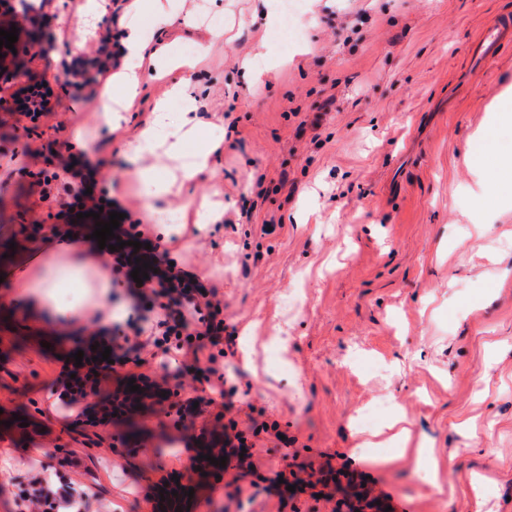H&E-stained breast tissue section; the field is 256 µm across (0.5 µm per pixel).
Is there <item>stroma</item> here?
Returning <instances> with one entry per match:
<instances>
[{
    "label": "stroma",
    "mask_w": 512,
    "mask_h": 512,
    "mask_svg": "<svg viewBox=\"0 0 512 512\" xmlns=\"http://www.w3.org/2000/svg\"><path fill=\"white\" fill-rule=\"evenodd\" d=\"M142 4L136 15L110 0L95 21L86 0H47L41 21L17 23L4 65L21 71L22 85L49 82L54 113L33 121L0 110V243L10 246L0 298L37 271L59 210L42 200L37 173L56 171L59 156L76 169L97 163L98 188L132 220L164 230L184 268L216 288L229 415L243 431L277 423L301 483L270 486L278 454L267 434L254 439L257 475L196 478L165 406L149 402L114 426L54 397L62 361L95 333L113 345L131 333L125 289L97 299L85 288L74 336L0 305V461L11 464L0 512H18L20 490L49 470L91 490L87 512H151L164 487L192 492L189 512H355L362 491L391 494L398 512H474L478 489L488 512H512V173L496 159L512 149V127L491 125L512 85V41L477 59L490 28L512 24V0H306L304 39L286 54L260 19L264 0H165L168 53L209 45L195 69L201 126L187 149L211 156L190 188L164 198L139 171L153 168L160 180L172 162L132 158L127 143L157 102L179 119L174 76L144 60L129 98L116 74L77 87L61 68L75 57L76 33L90 51L97 24L117 36L137 19L151 25V0ZM203 13L223 16L220 38L186 26ZM259 53L268 64L247 80L242 63ZM108 96L130 102L118 133ZM487 128L485 155L468 158L471 136ZM479 165L485 180L474 194ZM209 203L221 205L222 222L198 223ZM164 212L179 224L161 226ZM291 292L300 307L289 315L282 301ZM369 361L401 370L374 373ZM379 397L432 439L440 487L423 481L413 455L362 447L352 415ZM308 477L333 497H316Z\"/></svg>",
    "instance_id": "stroma-1"
}]
</instances>
